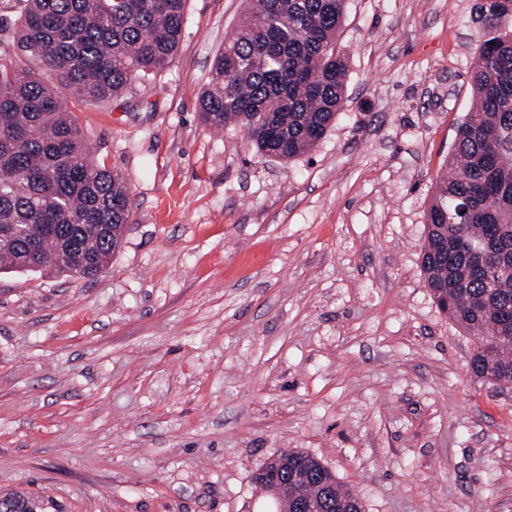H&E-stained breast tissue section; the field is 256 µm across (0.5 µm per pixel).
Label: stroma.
<instances>
[{"mask_svg":"<svg viewBox=\"0 0 512 512\" xmlns=\"http://www.w3.org/2000/svg\"><path fill=\"white\" fill-rule=\"evenodd\" d=\"M476 0H346L344 107L256 153L198 102L244 0H187L155 79L73 104L129 221L92 278L0 274V493L45 512H276L252 476L308 453L364 512H512V387L421 270L472 103Z\"/></svg>","mask_w":512,"mask_h":512,"instance_id":"35a3bbf8","label":"stroma"}]
</instances>
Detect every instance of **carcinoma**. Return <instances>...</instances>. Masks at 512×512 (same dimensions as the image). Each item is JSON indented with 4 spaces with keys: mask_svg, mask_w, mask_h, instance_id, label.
<instances>
[{
    "mask_svg": "<svg viewBox=\"0 0 512 512\" xmlns=\"http://www.w3.org/2000/svg\"><path fill=\"white\" fill-rule=\"evenodd\" d=\"M346 0H248L217 53L199 110L203 122L243 127L256 152L283 161L310 151L345 103L348 61L338 48ZM512 0H479L475 98L456 131L449 172L427 212L421 268L437 306L476 339L473 377L512 384V275L487 287L483 253L512 268ZM186 0H17L0 25V273L50 270L89 277L109 265L129 216L128 185L93 159L68 111L72 95L101 106L131 82L163 71L177 52ZM54 82H44L27 60ZM291 468L322 463L288 450L259 468L266 493ZM314 479L285 484L278 504L318 498ZM329 512H363L336 482ZM0 512H40L23 494L0 495Z\"/></svg>",
    "mask_w": 512,
    "mask_h": 512,
    "instance_id": "cac0c4a2",
    "label": "carcinoma"
}]
</instances>
